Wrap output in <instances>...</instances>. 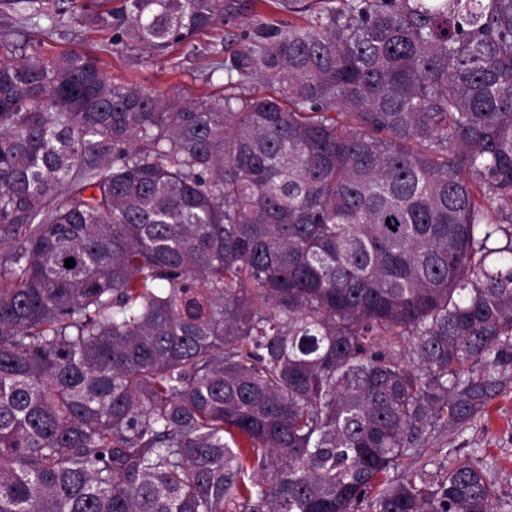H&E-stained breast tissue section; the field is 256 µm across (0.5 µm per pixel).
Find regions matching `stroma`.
<instances>
[{"label":"stroma","instance_id":"1","mask_svg":"<svg viewBox=\"0 0 512 512\" xmlns=\"http://www.w3.org/2000/svg\"><path fill=\"white\" fill-rule=\"evenodd\" d=\"M301 25L302 20L282 13L272 0H238L223 22L201 32L190 42L164 54L140 48L116 49L110 31L90 26L76 15L28 19L26 13L0 6V59L9 47L22 48L26 58L51 61L67 53L97 57L113 85L137 83L174 102L211 94L221 96L226 77L211 65L226 60L254 37L257 21ZM448 456L458 462L483 458L503 491L512 493V392L497 397L484 419L448 439Z\"/></svg>","mask_w":512,"mask_h":512}]
</instances>
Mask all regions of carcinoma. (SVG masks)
<instances>
[{
    "label": "carcinoma",
    "mask_w": 512,
    "mask_h": 512,
    "mask_svg": "<svg viewBox=\"0 0 512 512\" xmlns=\"http://www.w3.org/2000/svg\"><path fill=\"white\" fill-rule=\"evenodd\" d=\"M277 4L261 96L0 60V512H512L425 456L512 389V0Z\"/></svg>",
    "instance_id": "1"
}]
</instances>
